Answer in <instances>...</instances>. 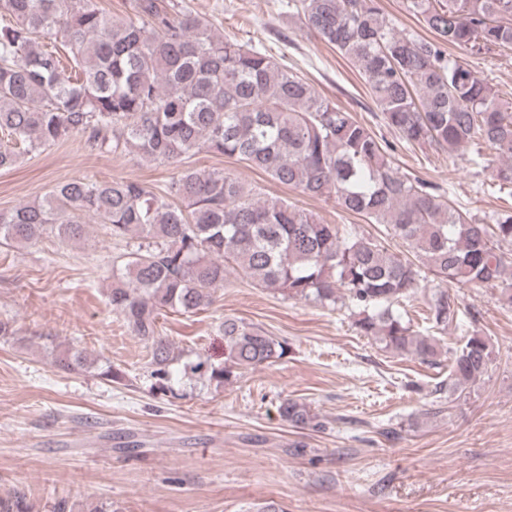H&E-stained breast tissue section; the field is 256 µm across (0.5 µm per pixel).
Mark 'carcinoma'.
I'll use <instances>...</instances> for the list:
<instances>
[{"instance_id": "1", "label": "carcinoma", "mask_w": 512, "mask_h": 512, "mask_svg": "<svg viewBox=\"0 0 512 512\" xmlns=\"http://www.w3.org/2000/svg\"><path fill=\"white\" fill-rule=\"evenodd\" d=\"M406 2L431 38L396 30L377 0L288 6L358 69L385 124L407 143L448 154L486 146L505 160L497 179L511 185L512 101L447 48L512 47V0ZM130 7L132 15L113 17L98 0H0V170L22 149L73 135L94 151L159 165L198 151L235 156L280 185L383 226L410 253L392 254L354 227L324 224L219 171L183 170L165 195L136 180L71 179L41 201L0 211V239L20 244L79 240L86 217L108 229L122 247L109 301L145 344L158 382L174 360L159 336L162 310L210 306L231 272L290 298L340 302L361 335L431 363L441 355L439 339L414 330L399 310L426 274L436 280L427 301L433 330L457 321L454 286L498 287L512 305V211L484 221L452 206L401 172L367 126L273 57L217 36L183 0ZM58 38L72 75L43 43ZM224 350V364L210 367L218 383L288 353L286 342L235 319L224 320ZM51 356L62 370L88 366L82 351ZM451 361L453 388L480 380L492 361L489 341L466 337ZM278 411L295 426L323 428L295 399ZM0 512L31 508L18 494L0 499Z\"/></svg>"}]
</instances>
